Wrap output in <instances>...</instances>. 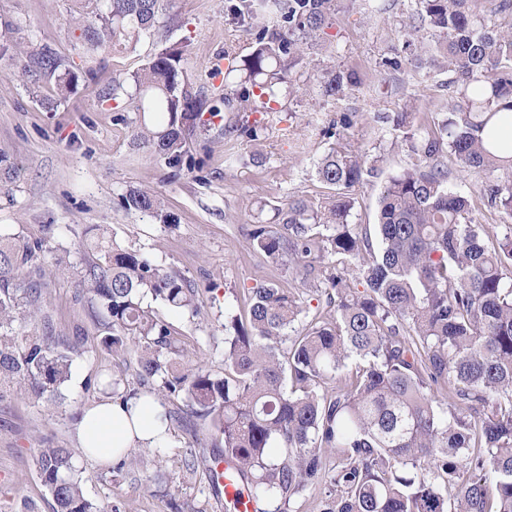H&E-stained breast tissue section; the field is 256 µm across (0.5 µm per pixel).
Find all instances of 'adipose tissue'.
I'll return each mask as SVG.
<instances>
[{"label": "adipose tissue", "instance_id": "obj_1", "mask_svg": "<svg viewBox=\"0 0 512 512\" xmlns=\"http://www.w3.org/2000/svg\"><path fill=\"white\" fill-rule=\"evenodd\" d=\"M163 409L156 402L107 401L85 410L78 440L86 453L106 464L130 448H154L165 439Z\"/></svg>", "mask_w": 512, "mask_h": 512}]
</instances>
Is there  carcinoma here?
<instances>
[{
	"label": "carcinoma",
	"mask_w": 512,
	"mask_h": 512,
	"mask_svg": "<svg viewBox=\"0 0 512 512\" xmlns=\"http://www.w3.org/2000/svg\"><path fill=\"white\" fill-rule=\"evenodd\" d=\"M71 40L88 53L136 43L160 27H175L159 0H75ZM359 0H228L224 9L247 30L274 4L275 28L255 34L253 51H224V78L235 88L209 99L184 88L185 47L149 58L127 80L113 81L102 100L126 98L140 113L133 140L168 166L183 163L186 139L223 123L224 152L256 140L265 119L234 120L237 112H276L291 93L290 74L303 59V41L325 34L336 15ZM512 0H415L407 56L387 61L398 71L416 65L423 33L438 37L427 63L453 73L448 111L429 120L413 102L376 114V122L409 144L412 165L389 177L378 202L375 235L351 223L355 188L377 173L344 131L343 113L323 130L336 139L316 162L330 192L293 199L277 210V225L256 224L248 250L288 277H261L236 297L239 313L224 326V372L184 363L176 330L146 298L174 310L203 314V296L181 274L149 254L125 248L90 228L92 260L76 287L91 295L102 319L100 344L119 359L112 387L136 363L138 387L121 399L152 398L167 421L202 419L221 435L224 479L259 505L297 500L319 490L320 512H512V225L498 235L474 219V200L448 187L443 158L486 177L480 200L512 219ZM19 79L54 81L64 99L79 82L78 67L45 45L33 48L10 23L0 27V60ZM356 72L323 69L320 95L336 98L357 85ZM9 150L0 146V183L14 179ZM126 208L158 217L159 195L131 190ZM52 225L36 237H0V398L11 389L31 399H64L75 359L89 337L23 328L43 308L48 268L66 256L48 247ZM324 297L326 313L294 328L308 297ZM294 334H289V330ZM450 387L453 409L436 398ZM73 448H39L33 465L53 498L54 512H106L83 490Z\"/></svg>",
	"instance_id": "obj_1"
}]
</instances>
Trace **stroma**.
Returning a JSON list of instances; mask_svg holds the SVG:
<instances>
[{"instance_id": "obj_1", "label": "stroma", "mask_w": 512, "mask_h": 512, "mask_svg": "<svg viewBox=\"0 0 512 512\" xmlns=\"http://www.w3.org/2000/svg\"><path fill=\"white\" fill-rule=\"evenodd\" d=\"M413 7L412 0H373L371 6L340 13L325 38L306 47V64L292 75L294 93L282 100L259 140L238 141L239 159L232 162L224 154L220 127H212L190 141L187 153L195 168L187 171L167 167L139 149L131 137L137 113L117 111L115 102L101 101L99 95L111 88L113 78L132 74L151 55L180 43L189 46L183 62L186 88L209 97L220 94L224 79L211 76L212 61L227 50L245 56L255 43L254 33L228 21L224 0H161L163 13L178 15L179 27L93 56L68 36L72 0H0V23L18 25L33 44L50 46L93 72L61 101L53 82L20 81L0 64V144L9 147L18 170L15 180L0 186V233L33 236L49 224L50 247L67 250L70 264L57 271L45 296L58 333L69 336L78 327L91 336L97 333L91 303L76 282L89 259L87 230L98 224L120 245L151 253L159 265L195 284L217 283L203 318L157 302L151 308L185 336L189 359L220 369L224 322L238 310L236 296L265 273L247 252L249 233L290 197L326 195L314 165L329 146L322 131L330 120L354 113L349 140L381 159L379 175L355 190L352 221L372 225L385 181L413 162L375 122V114L400 111L408 99L421 113L447 110L448 73L410 64L393 72L384 66L402 48ZM334 67L356 70L359 76L337 100L321 97L317 89L318 71ZM254 154L259 162H251ZM133 189L160 195L172 217L170 228H163L160 218L123 207V196ZM114 363L101 346L87 350L73 365L60 405L0 398V512H53L52 497L31 457L52 444L78 447V414L113 396L111 388L87 391L83 384L111 372ZM222 451L221 437L198 419L171 425L166 462L147 471H117L84 454L77 464L86 496L123 512H234L213 493L203 471L182 464L193 452L211 459Z\"/></svg>"}]
</instances>
